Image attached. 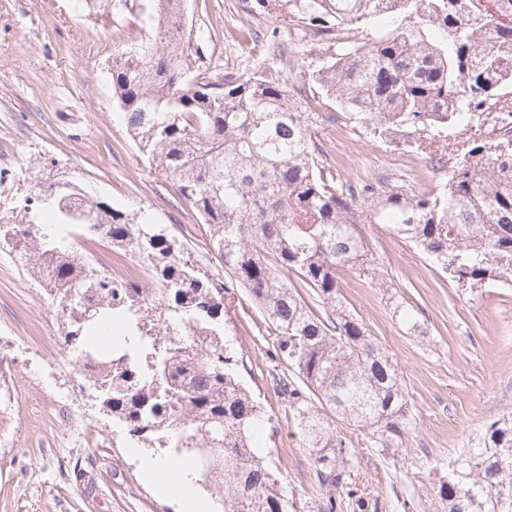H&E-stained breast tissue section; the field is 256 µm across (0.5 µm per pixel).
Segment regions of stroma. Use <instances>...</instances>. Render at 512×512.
Listing matches in <instances>:
<instances>
[{
    "mask_svg": "<svg viewBox=\"0 0 512 512\" xmlns=\"http://www.w3.org/2000/svg\"><path fill=\"white\" fill-rule=\"evenodd\" d=\"M186 5L188 25H207L213 34L208 76L271 67L265 39L274 23L253 16L251 0ZM136 14V5L118 11L111 0H0V181L23 197L37 180L57 175L114 207L145 210L203 269L218 273L206 225L139 152L112 96L105 63L141 40ZM322 140L346 172L388 175L419 191L432 186L424 160L401 146L381 148L359 128L340 134L331 126ZM359 231L390 285L376 288L351 273L341 300L392 357L407 403L398 437L330 417L334 433L351 443L349 490L331 494L318 485L274 380L283 366L244 289L226 317V336L268 418L265 451L289 512H324L331 497L336 512H440L434 476L487 422L512 412V288L458 295L424 254L384 225ZM396 300L419 308L421 333L398 324ZM60 385L72 394L67 419L54 406ZM143 454L78 373L56 302L14 252L0 250V512H180L141 472Z\"/></svg>",
    "mask_w": 512,
    "mask_h": 512,
    "instance_id": "obj_1",
    "label": "stroma"
}]
</instances>
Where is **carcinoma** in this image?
<instances>
[{"instance_id": "cac0c4a2", "label": "carcinoma", "mask_w": 512, "mask_h": 512, "mask_svg": "<svg viewBox=\"0 0 512 512\" xmlns=\"http://www.w3.org/2000/svg\"><path fill=\"white\" fill-rule=\"evenodd\" d=\"M185 0H142L145 39L112 65L122 118L159 175L207 224L224 276L184 258V244L139 213L81 192L18 201L29 224L107 228L105 240L148 268L152 287L98 271L69 239L31 237L0 224V242L37 272L51 262L47 293L64 302L77 359L103 391L112 420L163 458L189 461L195 482L224 512H288V500L256 435L262 407L242 384L224 340L231 289L247 290L294 379L278 386L313 451L315 477L348 485L350 449L329 408L399 436L406 394L386 352L339 299V273L376 274L359 224H384L412 244L461 292L512 286V138L476 135L480 120L512 117V0H253L274 19L271 56L298 54L305 106L266 72L215 82L191 75L213 44L207 26L186 30ZM336 111L377 142L404 143L447 172L427 191L381 176L353 178L325 152L319 112ZM410 334L415 307L393 302ZM512 412L487 425L439 478L445 512H512Z\"/></svg>"}]
</instances>
